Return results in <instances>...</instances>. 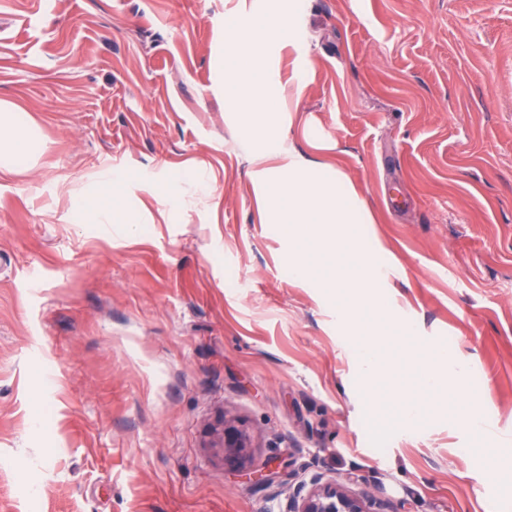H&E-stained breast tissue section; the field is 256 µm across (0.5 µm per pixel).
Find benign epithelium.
Masks as SVG:
<instances>
[{
    "label": "benign epithelium",
    "mask_w": 512,
    "mask_h": 512,
    "mask_svg": "<svg viewBox=\"0 0 512 512\" xmlns=\"http://www.w3.org/2000/svg\"><path fill=\"white\" fill-rule=\"evenodd\" d=\"M224 463L246 481L265 486L272 483L280 470L287 466L285 459L275 455L262 464L253 465V440L249 430L234 418H224ZM288 512H389L384 500L369 493L356 495L336 482H325L314 474L309 481L293 489L288 497Z\"/></svg>",
    "instance_id": "1"
}]
</instances>
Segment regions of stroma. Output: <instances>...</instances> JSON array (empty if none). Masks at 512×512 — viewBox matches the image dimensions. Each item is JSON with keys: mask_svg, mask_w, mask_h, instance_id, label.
<instances>
[{"mask_svg": "<svg viewBox=\"0 0 512 512\" xmlns=\"http://www.w3.org/2000/svg\"><path fill=\"white\" fill-rule=\"evenodd\" d=\"M0 0V100L41 151L0 175V512H286L312 474L391 512H512V0ZM291 18L244 137L225 29ZM299 158L372 216L375 290L465 359L455 406H377L336 293L265 206ZM121 175L120 202L77 203ZM270 486L224 464L225 417ZM254 104L241 112V124L253 143L263 145L276 136V128L268 118L273 93L270 89L257 84L253 88Z\"/></svg>", "mask_w": 512, "mask_h": 512, "instance_id": "obj_1", "label": "stroma"}]
</instances>
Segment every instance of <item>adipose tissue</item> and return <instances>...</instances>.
I'll return each mask as SVG.
<instances>
[{"label":"adipose tissue","instance_id":"adipose-tissue-1","mask_svg":"<svg viewBox=\"0 0 512 512\" xmlns=\"http://www.w3.org/2000/svg\"><path fill=\"white\" fill-rule=\"evenodd\" d=\"M290 26L283 18L273 26L256 30L241 21L231 22L226 29L225 53L232 64L224 72V82L239 88L249 75L260 68L262 46L271 37L283 36ZM254 103L241 113V124L253 143L262 145L276 136V128L268 117L273 93L258 85L253 89ZM36 143L25 112L16 104L0 102V174L14 172L23 161L33 157Z\"/></svg>","mask_w":512,"mask_h":512}]
</instances>
